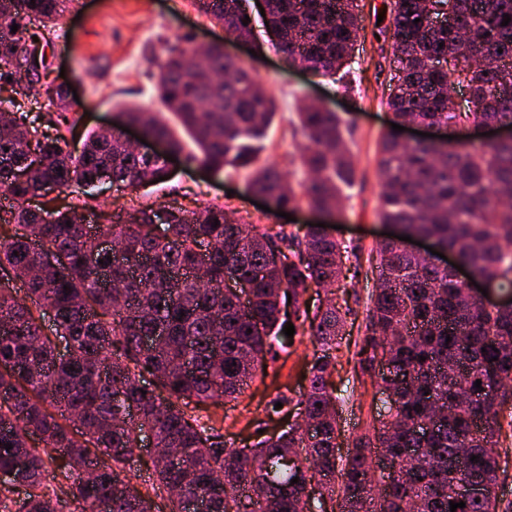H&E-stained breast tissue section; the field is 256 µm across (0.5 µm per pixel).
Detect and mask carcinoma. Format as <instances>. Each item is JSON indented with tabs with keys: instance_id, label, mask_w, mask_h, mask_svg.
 Instances as JSON below:
<instances>
[{
	"instance_id": "1",
	"label": "carcinoma",
	"mask_w": 512,
	"mask_h": 512,
	"mask_svg": "<svg viewBox=\"0 0 512 512\" xmlns=\"http://www.w3.org/2000/svg\"><path fill=\"white\" fill-rule=\"evenodd\" d=\"M62 2L0 0V88H10L16 108L0 112V188L22 203L0 216V474L8 476L0 503L10 502L14 512H52L54 503L60 512L73 504L79 512H154L156 496L167 500L168 512H188L192 502L204 512H406L409 502L413 512H450V502L462 501L452 482L465 448L466 473L484 492L456 512H499V411L512 403V306L484 305L448 269L394 239L369 254L376 286L358 355L369 364L382 352L410 380L381 375L393 406L373 436L355 439L339 466L327 377L352 308L336 306L331 285L343 256L361 267L355 247L307 224L281 225L274 235L252 224L245 236L218 206L166 208V234L158 237L157 209L148 207L107 213L97 225V236L129 255L120 265L98 250L78 207L24 206L48 184L84 185L105 173L116 185L138 188L169 175L166 156L138 157L108 130L89 132L77 154L67 150L78 120L61 87L41 86L59 111L32 119L23 111L33 77L16 61L49 42L28 23H55ZM243 2L194 0L230 38L251 33ZM264 2L289 64L324 77L347 66L359 31L356 0ZM430 5L447 8L456 27L428 26ZM386 10L397 62L396 90L387 100L392 122L512 125V21L502 25L512 18V0H388ZM189 53L168 48L157 96L160 111L190 133L197 154L185 155L183 140L156 112L128 103L127 120L163 141L168 153L213 172L253 169L248 191L273 197L280 208L340 213V184L353 180L356 166L338 113L312 101L297 113L307 141L298 160L309 179L296 190L277 166L258 164L250 145L273 120V96L220 47L198 65ZM435 57L446 67L431 68ZM455 83L471 91L464 112L448 99ZM377 167L382 223L455 251L489 289L512 293V140L408 146L391 129L381 137ZM229 270L250 284L247 302L224 288ZM104 274L119 287L103 288ZM18 278L27 279L22 297ZM319 281L330 286V297L310 321L301 299ZM46 310L56 317L52 336L41 325ZM289 322L305 328L315 349L302 409L313 434L290 425L243 448L224 446V419L203 418L191 404L242 394L276 359L274 344L286 342ZM60 339L70 348L66 358L57 354ZM478 379L484 399L474 404L468 394L478 392ZM148 434L168 452L151 462V491L144 493L124 464ZM379 448L406 478L376 497ZM404 448L414 449L407 461ZM48 459L56 462L52 470ZM89 467L92 478L85 477Z\"/></svg>"
}]
</instances>
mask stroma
I'll use <instances>...</instances> for the list:
<instances>
[{
    "mask_svg": "<svg viewBox=\"0 0 512 512\" xmlns=\"http://www.w3.org/2000/svg\"><path fill=\"white\" fill-rule=\"evenodd\" d=\"M385 3L361 0L359 4L361 38L349 66L351 84L344 87L334 79L289 66L271 45L255 5L249 16L260 51L256 57L247 46L226 42L223 29L199 13L193 0H64V11L46 47L52 63L49 79H65L75 89L84 130L109 127L119 131L124 126L119 114L122 103L156 106L155 75L170 46L183 38L194 47L225 42L227 50L238 55L276 98L277 111L258 148V158L285 171L292 185L305 179L297 161L305 139L294 131L300 101L321 102L344 120L343 132L357 163V177L345 191L343 211L329 221L334 226L333 237L360 246L367 254L392 230L378 218L377 157L381 137L390 126L386 100L395 74L392 49L375 28ZM250 176L247 170L214 174L180 158L173 162L169 178L158 184L137 190L72 187L59 190L57 196L60 203L84 205L91 222L103 212L165 204L186 210L216 205L245 224H281L275 212L253 205L247 191ZM344 273L353 279L358 303L329 379L341 429L336 454L342 458L357 437L379 427L383 397L379 370H362L354 357L365 334L373 283L355 276L353 266H345ZM313 353L309 337H295L292 346L280 349L269 376L255 378L237 400L217 406V414L224 417L226 443L248 445L256 441L259 432H273L275 424L265 412L267 403L280 393L300 399L308 386L305 375Z\"/></svg>",
    "mask_w": 512,
    "mask_h": 512,
    "instance_id": "obj_1",
    "label": "stroma"
}]
</instances>
